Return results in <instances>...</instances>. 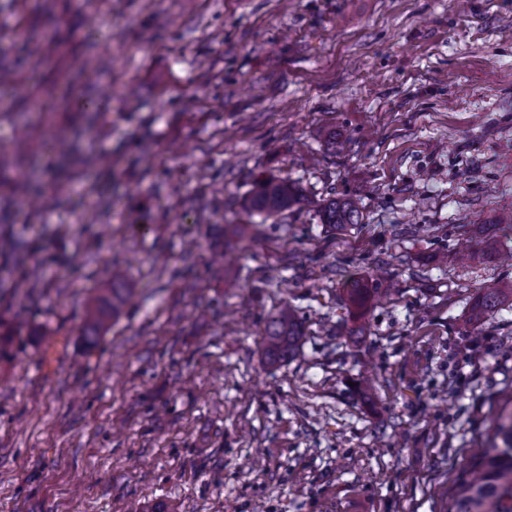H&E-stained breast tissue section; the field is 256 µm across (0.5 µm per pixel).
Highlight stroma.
<instances>
[{
    "mask_svg": "<svg viewBox=\"0 0 512 512\" xmlns=\"http://www.w3.org/2000/svg\"><path fill=\"white\" fill-rule=\"evenodd\" d=\"M0 19L38 99L0 85L19 257L0 512H445L512 397V308L467 322L512 263L454 257L512 215V0H0ZM262 174L306 203L248 215ZM331 192L362 223H320ZM228 224L258 232L228 245ZM116 267L132 296L87 340ZM353 279L399 291L360 311ZM285 302L305 334L271 365ZM304 336L303 320L291 304H283L267 321L264 328L263 355L267 362H285L294 356Z\"/></svg>",
    "mask_w": 512,
    "mask_h": 512,
    "instance_id": "obj_1",
    "label": "stroma"
}]
</instances>
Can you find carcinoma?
<instances>
[{
    "label": "carcinoma",
    "instance_id": "carcinoma-1",
    "mask_svg": "<svg viewBox=\"0 0 512 512\" xmlns=\"http://www.w3.org/2000/svg\"><path fill=\"white\" fill-rule=\"evenodd\" d=\"M305 201L302 190L289 177L268 176L259 180L244 199L250 214L268 220ZM320 222L333 228L362 223L359 202L353 198L331 196L317 202ZM376 289L353 281L346 289L348 301L363 308ZM129 298L123 275L112 271V287L102 289L90 308L86 331L96 338L122 311ZM512 306V285L487 289L470 307L468 322L478 327L504 305ZM304 336L303 320L291 304H283L264 328L263 355L267 362H285L294 356ZM487 451L476 457L466 476L457 485L448 512H512V409L503 404L494 416L486 435Z\"/></svg>",
    "mask_w": 512,
    "mask_h": 512
}]
</instances>
